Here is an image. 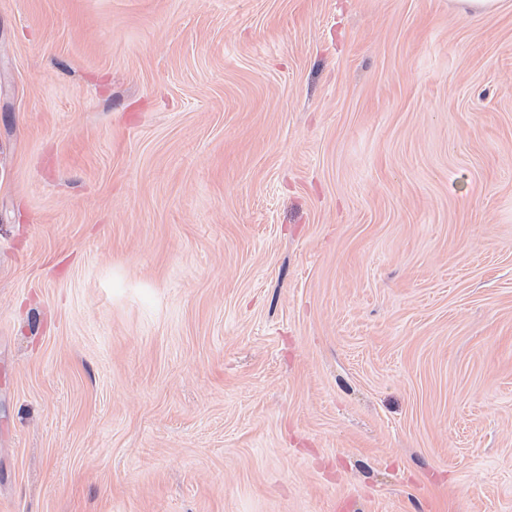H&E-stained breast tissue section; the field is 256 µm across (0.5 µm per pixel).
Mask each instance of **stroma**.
Masks as SVG:
<instances>
[{
	"instance_id": "35a3bbf8",
	"label": "stroma",
	"mask_w": 512,
	"mask_h": 512,
	"mask_svg": "<svg viewBox=\"0 0 512 512\" xmlns=\"http://www.w3.org/2000/svg\"><path fill=\"white\" fill-rule=\"evenodd\" d=\"M0 512H512V0H0Z\"/></svg>"
}]
</instances>
